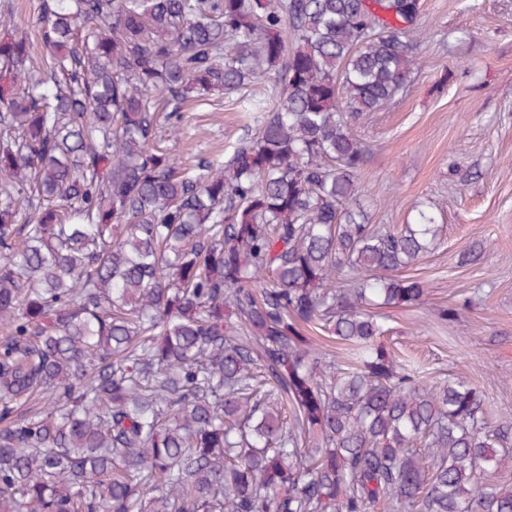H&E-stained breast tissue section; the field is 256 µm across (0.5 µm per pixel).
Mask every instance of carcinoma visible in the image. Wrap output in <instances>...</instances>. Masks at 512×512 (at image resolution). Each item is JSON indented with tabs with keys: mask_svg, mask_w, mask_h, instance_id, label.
I'll list each match as a JSON object with an SVG mask.
<instances>
[{
	"mask_svg": "<svg viewBox=\"0 0 512 512\" xmlns=\"http://www.w3.org/2000/svg\"><path fill=\"white\" fill-rule=\"evenodd\" d=\"M420 13L41 0L43 68L0 15V512H512V425L377 313L424 304L400 271L438 224L370 223L352 126L404 96ZM271 72L256 131L178 172L187 104Z\"/></svg>",
	"mask_w": 512,
	"mask_h": 512,
	"instance_id": "1",
	"label": "carcinoma"
}]
</instances>
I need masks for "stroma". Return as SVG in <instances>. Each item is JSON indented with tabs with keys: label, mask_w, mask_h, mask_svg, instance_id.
<instances>
[{
	"label": "stroma",
	"mask_w": 512,
	"mask_h": 512,
	"mask_svg": "<svg viewBox=\"0 0 512 512\" xmlns=\"http://www.w3.org/2000/svg\"><path fill=\"white\" fill-rule=\"evenodd\" d=\"M420 23L405 97L355 127L370 147L358 178L372 223H407L425 204L442 228L408 271L425 303L385 309V343L431 377L473 382L490 421H512V0H422ZM260 119L217 96L164 146L183 166L228 155ZM442 306L457 311L446 332Z\"/></svg>",
	"instance_id": "stroma-1"
}]
</instances>
